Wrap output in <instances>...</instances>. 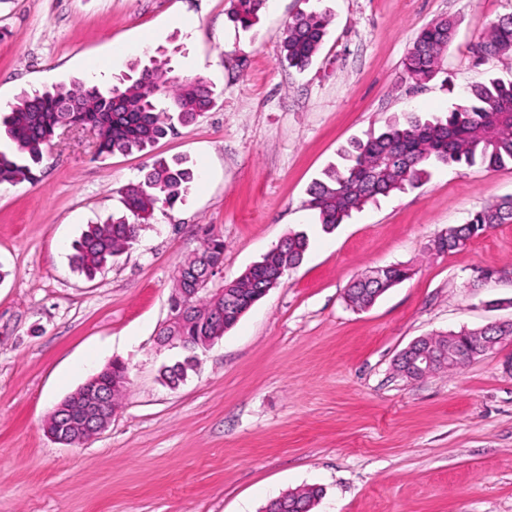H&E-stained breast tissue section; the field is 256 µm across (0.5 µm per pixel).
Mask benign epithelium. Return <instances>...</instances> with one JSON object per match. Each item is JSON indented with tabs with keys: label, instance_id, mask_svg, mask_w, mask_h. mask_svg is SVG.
I'll list each match as a JSON object with an SVG mask.
<instances>
[{
	"label": "benign epithelium",
	"instance_id": "1",
	"mask_svg": "<svg viewBox=\"0 0 512 512\" xmlns=\"http://www.w3.org/2000/svg\"><path fill=\"white\" fill-rule=\"evenodd\" d=\"M205 319L188 304L175 300L169 306V315L165 322V332L158 336V341L163 346L179 347L182 350L194 354L213 346L218 340L217 336H184L182 327L187 319ZM509 336H473L467 347L454 348L448 352H435L429 349L417 347L413 344L404 349L397 357L396 362L401 364L403 372L415 377L425 376L436 371L446 362H451L458 368H463L473 360V356L480 351L493 352L506 341ZM99 376L90 378L84 385L78 401L66 409L60 407L50 413L49 420H54L57 413L65 411V417L69 420V432L74 438L67 440L53 430H48L50 437L57 442H69L71 444H83L100 434L110 423L115 401L96 390L95 384ZM128 382L127 366L119 361L112 363V392L123 390Z\"/></svg>",
	"mask_w": 512,
	"mask_h": 512
}]
</instances>
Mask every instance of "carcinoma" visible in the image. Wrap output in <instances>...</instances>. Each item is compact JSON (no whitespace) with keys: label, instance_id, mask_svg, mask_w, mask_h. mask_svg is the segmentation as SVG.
<instances>
[{"label":"carcinoma","instance_id":"obj_1","mask_svg":"<svg viewBox=\"0 0 512 512\" xmlns=\"http://www.w3.org/2000/svg\"><path fill=\"white\" fill-rule=\"evenodd\" d=\"M266 0H236L231 20L241 29L252 28ZM329 16L321 11L302 12L288 23L280 44L279 61L298 71L309 68L329 33ZM456 22L439 18L420 30L403 61L405 77L417 85L431 80L448 52ZM471 54L480 61L512 54V14L499 17L471 44ZM168 61L155 57L134 75L114 85L107 93L98 86L78 82L70 87L25 95L0 117V125L12 144L0 150V184L32 181L43 160L44 151L63 124L94 129L97 155L143 150L174 132L175 122H189L207 110L214 90L202 77L170 76ZM170 100L165 111L155 105L158 95ZM118 99L110 112L101 108L109 97ZM343 163L324 172V177L308 188L307 207L316 223L333 231L354 210L394 191L415 188L430 177L438 166L479 164L488 169L512 166V80L490 78L468 87L452 108L431 118L416 112L389 121L383 129L366 134L341 152ZM195 173L180 162L155 161L144 179L130 184L122 196L125 213L103 223L87 225L72 246L75 269L92 279L112 264V260L137 240L141 224L153 215L155 206L170 208L183 201ZM512 223V196L502 198L475 212L464 224L448 229L434 240L438 252H457L488 230ZM309 248L308 236L293 232L279 241L261 259L263 265L245 271L228 284L229 292L241 302L253 298L256 290L271 283L282 271L299 265ZM224 260V240L210 234L201 251L183 263L176 287L197 288L199 282ZM411 276V269L400 265L380 267L375 277H360L346 291L350 306L362 309L373 304L390 288ZM232 320L190 323L188 336H213ZM466 330L456 337L446 334L427 336L424 345L438 350L462 347ZM323 493L308 486L266 506V512H311Z\"/></svg>","mask_w":512,"mask_h":512}]
</instances>
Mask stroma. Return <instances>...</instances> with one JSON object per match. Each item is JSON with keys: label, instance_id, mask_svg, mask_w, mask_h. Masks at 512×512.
Segmentation results:
<instances>
[{"label": "stroma", "instance_id": "35a3bbf8", "mask_svg": "<svg viewBox=\"0 0 512 512\" xmlns=\"http://www.w3.org/2000/svg\"><path fill=\"white\" fill-rule=\"evenodd\" d=\"M233 0H0V109L22 92L116 83L163 52L173 76L204 77L214 106L145 150L95 155V136L59 129L32 182L0 184V512H264L322 488L313 512H512V343L452 373L393 369L414 340L512 319V285L470 286L512 268V224L460 252L434 239L512 196V166L438 167L419 187L353 211L324 232L307 190L355 138L414 111H448L467 86L512 78V55L474 65L469 47L512 0H269L248 32ZM331 17L314 66L278 61L283 29ZM453 18L432 80L402 61L418 31ZM131 46L114 60L115 44ZM197 179L158 206L133 246L94 279L70 263L86 225L122 214V192L157 159ZM224 240L219 288L281 239L306 232L303 262L209 349L177 388L159 346L178 266L202 228ZM413 275L369 308L349 284L388 265ZM129 383L85 445L47 434L53 408L113 361Z\"/></svg>", "mask_w": 512, "mask_h": 512}]
</instances>
